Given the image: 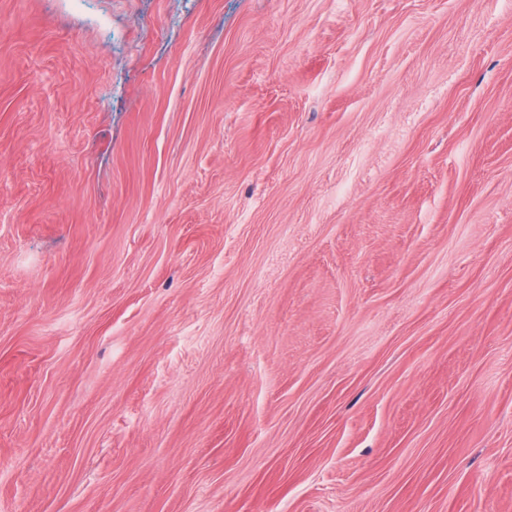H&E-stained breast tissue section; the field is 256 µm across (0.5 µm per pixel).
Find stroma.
I'll return each instance as SVG.
<instances>
[{
  "label": "stroma",
  "instance_id": "35a3bbf8",
  "mask_svg": "<svg viewBox=\"0 0 512 512\" xmlns=\"http://www.w3.org/2000/svg\"><path fill=\"white\" fill-rule=\"evenodd\" d=\"M0 512H512V0H0Z\"/></svg>",
  "mask_w": 512,
  "mask_h": 512
}]
</instances>
